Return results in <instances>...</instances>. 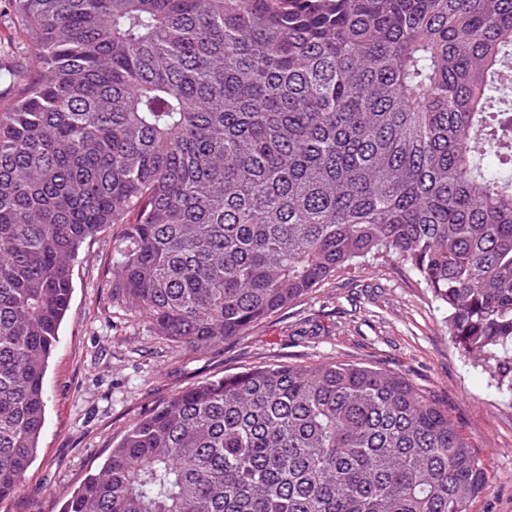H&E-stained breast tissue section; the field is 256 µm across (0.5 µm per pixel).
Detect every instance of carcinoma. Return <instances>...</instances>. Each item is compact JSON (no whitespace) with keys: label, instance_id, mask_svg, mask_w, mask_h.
I'll list each match as a JSON object with an SVG mask.
<instances>
[{"label":"carcinoma","instance_id":"carcinoma-1","mask_svg":"<svg viewBox=\"0 0 512 512\" xmlns=\"http://www.w3.org/2000/svg\"><path fill=\"white\" fill-rule=\"evenodd\" d=\"M0 78V499L39 451L82 245L178 347L405 262L512 395V0H11ZM487 470L408 379L341 361L141 415L64 512H470ZM11 3L0 0V62L1 66L21 61L32 68L34 63L27 54V39L13 28L10 20Z\"/></svg>","mask_w":512,"mask_h":512}]
</instances>
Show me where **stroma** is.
I'll list each match as a JSON object with an SVG mask.
<instances>
[{
    "mask_svg": "<svg viewBox=\"0 0 512 512\" xmlns=\"http://www.w3.org/2000/svg\"><path fill=\"white\" fill-rule=\"evenodd\" d=\"M112 231L73 264L69 310L45 376L40 452L0 512H61L64 502L139 416L202 381L269 363H360L409 379L466 435L490 488L470 512H512V397L451 341L443 315L393 257L337 271L243 339L174 347L112 300Z\"/></svg>",
    "mask_w": 512,
    "mask_h": 512,
    "instance_id": "35a3bbf8",
    "label": "stroma"
}]
</instances>
